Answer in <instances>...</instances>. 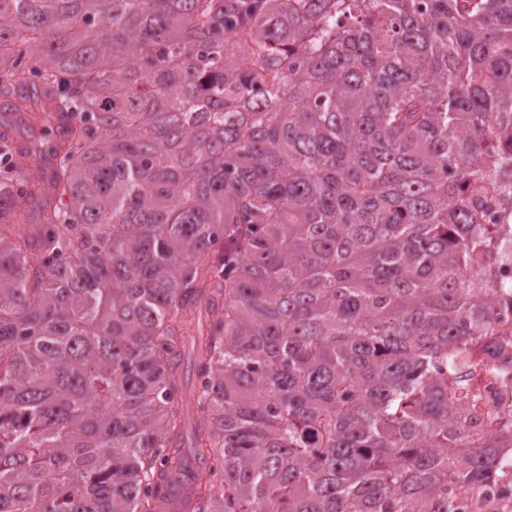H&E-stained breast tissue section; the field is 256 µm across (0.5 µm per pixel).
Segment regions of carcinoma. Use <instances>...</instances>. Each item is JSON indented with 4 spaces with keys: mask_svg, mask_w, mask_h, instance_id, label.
<instances>
[{
    "mask_svg": "<svg viewBox=\"0 0 512 512\" xmlns=\"http://www.w3.org/2000/svg\"><path fill=\"white\" fill-rule=\"evenodd\" d=\"M5 110L0 512H455L491 481L512 414L471 446L448 392L483 359L512 386V0H0ZM49 153L45 189L18 156Z\"/></svg>",
    "mask_w": 512,
    "mask_h": 512,
    "instance_id": "cac0c4a2",
    "label": "carcinoma"
}]
</instances>
